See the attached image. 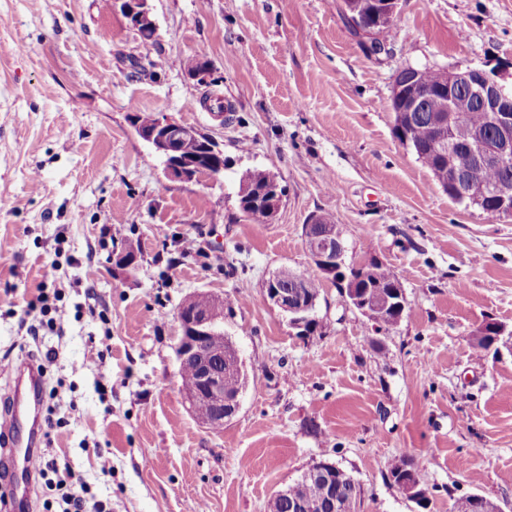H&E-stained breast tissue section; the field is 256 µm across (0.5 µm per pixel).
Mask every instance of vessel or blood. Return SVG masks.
Masks as SVG:
<instances>
[{
	"instance_id": "obj_1",
	"label": "vessel or blood",
	"mask_w": 512,
	"mask_h": 512,
	"mask_svg": "<svg viewBox=\"0 0 512 512\" xmlns=\"http://www.w3.org/2000/svg\"><path fill=\"white\" fill-rule=\"evenodd\" d=\"M27 374V384L16 385L7 411L0 412L1 457L7 466V498L5 512H22L32 491L36 452L43 430L44 379L34 359L25 360L17 368Z\"/></svg>"
}]
</instances>
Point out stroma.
I'll return each mask as SVG.
<instances>
[{
	"instance_id": "stroma-1",
	"label": "stroma",
	"mask_w": 512,
	"mask_h": 512,
	"mask_svg": "<svg viewBox=\"0 0 512 512\" xmlns=\"http://www.w3.org/2000/svg\"><path fill=\"white\" fill-rule=\"evenodd\" d=\"M148 8L145 41L102 0H0V365L55 353L66 424L46 456L104 512H267L320 461L359 483V512H455L472 494L512 512V350L471 344L489 321L512 331V218L451 200L390 110L407 66L492 70L512 89V0H398L397 36L376 56L342 0ZM199 50L206 86L184 67ZM141 112L212 137L223 179H168L135 131ZM263 170L282 204L256 224L238 198ZM319 215L339 225L347 261L398 277L397 326H372L328 279L310 334L265 299L280 270L314 273L304 227ZM187 236L203 256L181 255ZM42 291L60 293L69 321L35 339L28 304ZM200 292L233 299L224 334L247 373L217 430L188 411L175 352L176 309ZM402 457L424 465V501L394 484Z\"/></svg>"
}]
</instances>
